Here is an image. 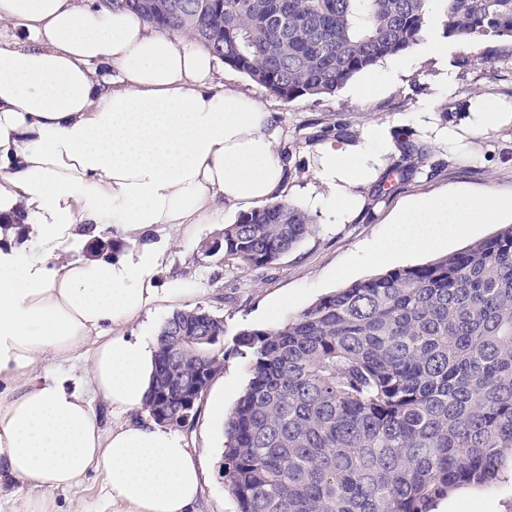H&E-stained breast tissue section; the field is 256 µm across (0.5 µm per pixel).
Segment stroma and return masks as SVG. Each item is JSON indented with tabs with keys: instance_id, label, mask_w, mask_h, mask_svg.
<instances>
[{
	"instance_id": "obj_1",
	"label": "stroma",
	"mask_w": 512,
	"mask_h": 512,
	"mask_svg": "<svg viewBox=\"0 0 512 512\" xmlns=\"http://www.w3.org/2000/svg\"><path fill=\"white\" fill-rule=\"evenodd\" d=\"M481 56L458 66L464 48L445 38L441 24H434L424 41L401 54L404 69L391 74V60L375 68L386 76L382 91L372 97L357 87L356 75L335 95L303 98L284 103L245 74L218 65L215 84L251 95L275 118L279 130L276 151L286 168L285 201L301 204L302 191L313 183L315 150L335 138L338 127H347L357 140L376 124H386L391 134L407 133L428 142L437 165L396 186L380 201L371 198L373 185L360 186L361 203L347 223L315 212V232L275 264L263 269L224 263L220 258L198 255L199 244L220 237L224 225L233 223L240 207L224 206L198 224L156 226L146 234L125 241L124 252L150 246L162 253L155 271L159 288L183 286L173 302L152 304L148 311L123 326L129 336L157 340L174 311L200 307L224 321L227 336L247 325H273L296 316L317 299L346 284L380 274V267L364 260L366 252L390 231L393 213L410 200L446 189L512 195V122L483 127L472 112L476 98L498 101L512 109V50L499 42L480 44ZM448 131L447 141L434 140L418 122L420 114ZM249 379L248 359H228L200 404L191 427L180 429L188 448L198 453L205 468L196 512H237L238 506L219 474L224 449V422L211 410L223 400L232 408ZM59 512H116L105 486L102 470L89 469L79 487L54 492ZM435 512H512V473L491 487L465 489L439 501Z\"/></svg>"
}]
</instances>
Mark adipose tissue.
<instances>
[{"mask_svg": "<svg viewBox=\"0 0 512 512\" xmlns=\"http://www.w3.org/2000/svg\"><path fill=\"white\" fill-rule=\"evenodd\" d=\"M1 19L27 39L0 45V221L22 212L40 244L61 248L81 226L145 233L284 193L271 112L216 89V59L190 34L176 42L135 12L77 0H0ZM104 60L113 75L98 76ZM394 150L383 124L355 143L319 144L322 191L306 204L348 222L359 187ZM508 212L512 196L420 198L367 260L436 250ZM15 236L0 234V495L12 512H56L53 492L96 464L129 512H193L202 467L183 438L143 421L103 426L87 400L92 390L115 410L144 405L154 350L120 328L155 302L159 253L58 265ZM82 350L90 357L78 381L45 374Z\"/></svg>", "mask_w": 512, "mask_h": 512, "instance_id": "adipose-tissue-1", "label": "adipose tissue"}]
</instances>
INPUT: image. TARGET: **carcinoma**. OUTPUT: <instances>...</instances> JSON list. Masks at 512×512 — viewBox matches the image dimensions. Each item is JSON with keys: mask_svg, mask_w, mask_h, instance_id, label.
<instances>
[{"mask_svg": "<svg viewBox=\"0 0 512 512\" xmlns=\"http://www.w3.org/2000/svg\"><path fill=\"white\" fill-rule=\"evenodd\" d=\"M446 38L512 42V0H98L188 31L286 103L332 96L417 45L433 2ZM386 178L432 148L396 139ZM288 202L241 213L198 253L266 268L315 232ZM249 380L224 417L221 475L238 512H433L512 462V224L426 264L331 292L231 341L200 307L162 326L145 410L183 428L233 355Z\"/></svg>", "mask_w": 512, "mask_h": 512, "instance_id": "1", "label": "carcinoma"}]
</instances>
